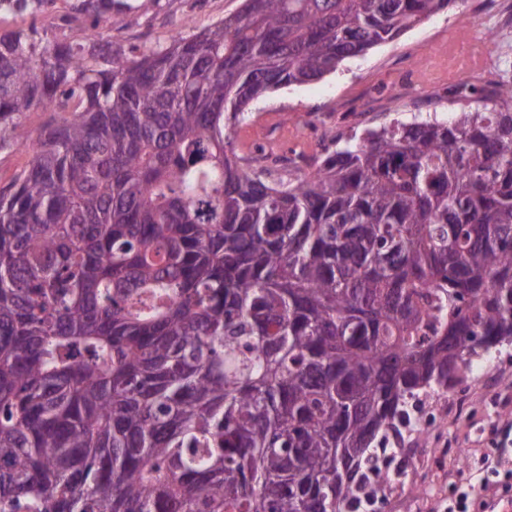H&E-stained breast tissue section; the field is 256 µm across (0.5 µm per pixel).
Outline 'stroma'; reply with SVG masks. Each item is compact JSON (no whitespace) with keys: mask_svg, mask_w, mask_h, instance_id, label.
<instances>
[{"mask_svg":"<svg viewBox=\"0 0 512 512\" xmlns=\"http://www.w3.org/2000/svg\"><path fill=\"white\" fill-rule=\"evenodd\" d=\"M241 0H124L113 9L105 37L113 49L129 50L145 43L163 42L174 32H195L235 14ZM499 27L504 37L495 49L482 39L483 28ZM488 53L502 80L512 84V22L497 11L473 14L469 0H458L448 11L426 19L397 40L379 45L364 56L343 62L340 69L323 79L291 86L267 94L248 108L244 118L228 126L226 133L238 154L253 151L260 139L259 127L276 129V144L311 155L319 140L376 128L414 113H438L447 117L448 69L465 70L470 58ZM419 57L420 69L403 99L377 98L376 109L363 112L366 89H381L403 71L410 58ZM490 377L497 389L488 394L462 381L442 412H432L434 391L420 395L410 407L412 419L427 418L425 434L404 429L402 449L395 459L402 465L397 477L368 512H443L448 503L467 487L485 483L487 494H495V477H482V460L497 453V440L490 428L495 423L512 425V347L495 356ZM457 448L470 449V462L454 467L449 459Z\"/></svg>","mask_w":512,"mask_h":512,"instance_id":"obj_1","label":"stroma"}]
</instances>
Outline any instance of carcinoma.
Here are the masks:
<instances>
[{"instance_id":"1","label":"carcinoma","mask_w":512,"mask_h":512,"mask_svg":"<svg viewBox=\"0 0 512 512\" xmlns=\"http://www.w3.org/2000/svg\"><path fill=\"white\" fill-rule=\"evenodd\" d=\"M63 2L97 23L0 31V512H358L409 404L512 343V87L302 175L224 128L456 0H243L127 53ZM28 154L24 150L0 152V185L9 181L14 171L24 165Z\"/></svg>"}]
</instances>
